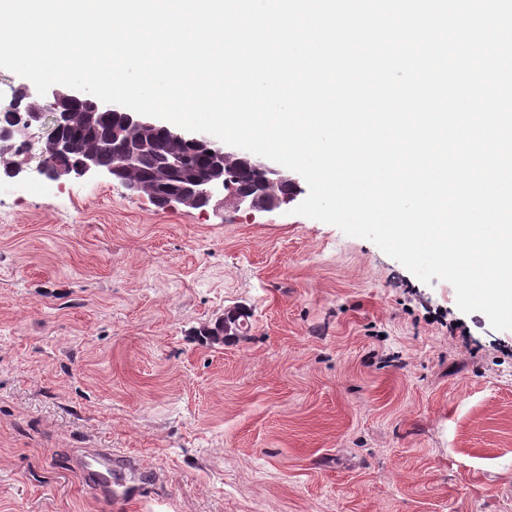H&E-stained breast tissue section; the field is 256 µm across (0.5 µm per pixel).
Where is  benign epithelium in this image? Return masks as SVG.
I'll return each mask as SVG.
<instances>
[{
	"label": "benign epithelium",
	"mask_w": 512,
	"mask_h": 512,
	"mask_svg": "<svg viewBox=\"0 0 512 512\" xmlns=\"http://www.w3.org/2000/svg\"><path fill=\"white\" fill-rule=\"evenodd\" d=\"M19 113L17 123L0 130V179H21L28 174L27 162L19 159L26 131L32 126H48L41 148L38 174L49 180L74 177L86 180L110 178L120 182L133 194H145L162 204L176 202L191 208L209 205L217 197L235 207L247 205L272 211L295 200L300 194L296 178L288 170L261 157L250 156L221 144L205 133H188L160 125L148 116L121 110L97 98H82L54 91L40 95L21 89L0 110ZM112 117L110 139L114 163L106 168L99 162V148L91 145L76 149L66 130L81 126L95 129L103 116ZM164 132L169 148L161 155L154 180L150 183L128 178L141 156L157 147L154 136ZM185 145L197 147L209 160L207 177L198 176L190 166ZM234 159L258 173V180L239 188L224 175V163Z\"/></svg>",
	"instance_id": "7a95c632"
}]
</instances>
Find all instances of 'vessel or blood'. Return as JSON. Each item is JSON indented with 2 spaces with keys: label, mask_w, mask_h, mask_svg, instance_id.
<instances>
[{
  "label": "vessel or blood",
  "mask_w": 512,
  "mask_h": 512,
  "mask_svg": "<svg viewBox=\"0 0 512 512\" xmlns=\"http://www.w3.org/2000/svg\"><path fill=\"white\" fill-rule=\"evenodd\" d=\"M69 463L80 472L87 490L109 494L122 504H140L151 493V484L141 481L123 484L119 489L114 486L115 477L122 471L137 468V458L109 448H80L70 454Z\"/></svg>",
  "instance_id": "b4317fda"
}]
</instances>
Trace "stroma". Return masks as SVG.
Masks as SVG:
<instances>
[{"label": "stroma", "mask_w": 512, "mask_h": 512, "mask_svg": "<svg viewBox=\"0 0 512 512\" xmlns=\"http://www.w3.org/2000/svg\"><path fill=\"white\" fill-rule=\"evenodd\" d=\"M74 448L159 474L133 512H512V330L289 205L2 181L0 512H120ZM245 317L247 321L249 315L245 314V312H242L237 308L229 309L224 313L223 327L220 328L215 324V326L211 328L212 330L210 333H205L204 331V336H206L211 343L224 344L228 339L234 338L235 333H240L243 329L248 327V321L244 325ZM225 322L229 327V335H225L224 332Z\"/></svg>", "instance_id": "1"}]
</instances>
